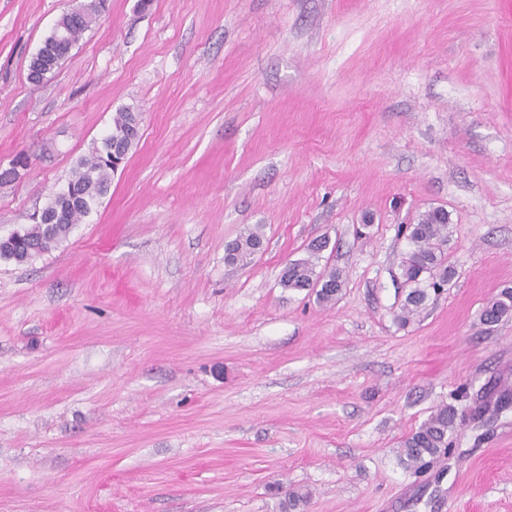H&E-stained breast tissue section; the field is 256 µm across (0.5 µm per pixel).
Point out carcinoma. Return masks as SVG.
<instances>
[{
    "instance_id": "cac0c4a2",
    "label": "carcinoma",
    "mask_w": 512,
    "mask_h": 512,
    "mask_svg": "<svg viewBox=\"0 0 512 512\" xmlns=\"http://www.w3.org/2000/svg\"><path fill=\"white\" fill-rule=\"evenodd\" d=\"M99 8L95 0L83 5L79 12H68L54 24L51 32L33 54L29 65V79L43 82L69 54L79 36L96 19ZM136 120L134 111L124 108L112 119V128L102 138L101 145L92 147L74 169L68 185L76 190L77 200L72 205H61L55 195L42 213L55 221L49 234L41 224L25 228L23 236L14 245L11 257L24 263L49 252L65 239L72 226L88 216L109 188L112 164L108 151L112 146L128 149L127 131ZM409 251L402 261L401 277L406 290L398 319L408 323L428 306V302L441 292L454 276L446 264L444 247L448 242V215L441 209L425 212L419 221L405 228ZM263 245L259 228L247 229L228 244L225 260L229 264L243 263L254 256ZM327 247V241H317L309 246V257L288 263L281 274L280 284L288 290L315 289L318 300L330 303L341 291V273L334 269L316 271L319 254ZM512 314V288L503 289L487 304L481 313L484 324H493ZM457 409L451 404L438 406L429 417L404 441V453L414 466L421 467L437 458L449 455L454 447L453 433Z\"/></svg>"
}]
</instances>
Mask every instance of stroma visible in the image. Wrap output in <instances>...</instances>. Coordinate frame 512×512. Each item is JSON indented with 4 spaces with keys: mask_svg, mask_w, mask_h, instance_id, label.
I'll use <instances>...</instances> for the list:
<instances>
[{
    "mask_svg": "<svg viewBox=\"0 0 512 512\" xmlns=\"http://www.w3.org/2000/svg\"><path fill=\"white\" fill-rule=\"evenodd\" d=\"M0 0V237L115 112L140 139L51 251L0 260V512H512V0ZM449 218L409 323L398 229ZM260 227L245 265L226 245ZM325 239L344 286L280 285ZM466 393L449 458L404 438ZM95 2L91 0L81 11L68 12L56 21L31 58L28 75L32 82H43L69 54L79 36L96 19L99 8ZM512 314V288H504L481 313L483 324H493Z\"/></svg>",
    "mask_w": 512,
    "mask_h": 512,
    "instance_id": "obj_1",
    "label": "stroma"
}]
</instances>
